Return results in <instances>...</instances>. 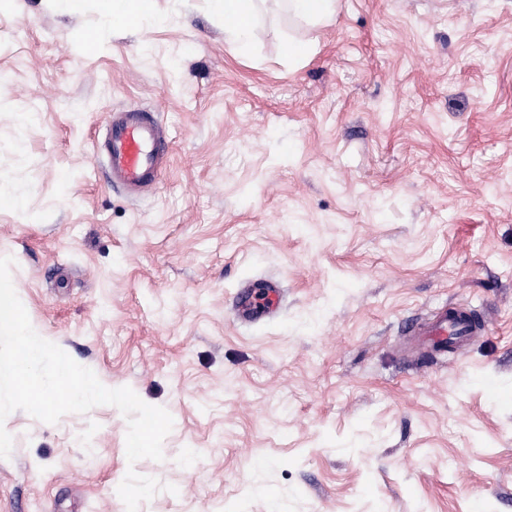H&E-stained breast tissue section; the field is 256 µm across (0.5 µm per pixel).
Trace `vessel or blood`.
<instances>
[{"label": "vessel or blood", "instance_id": "vessel-or-blood-1", "mask_svg": "<svg viewBox=\"0 0 512 512\" xmlns=\"http://www.w3.org/2000/svg\"><path fill=\"white\" fill-rule=\"evenodd\" d=\"M170 137L154 113L129 110L112 113L101 142L97 147L106 158L107 172L112 184L138 195L156 190L170 158ZM279 293L268 287L246 291L239 295L237 307L252 321H260L273 311ZM475 332L470 317L464 311L449 309L437 313L433 321L419 328L434 353L464 342Z\"/></svg>", "mask_w": 512, "mask_h": 512}]
</instances>
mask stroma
<instances>
[{
	"instance_id": "35a3bbf8",
	"label": "stroma",
	"mask_w": 512,
	"mask_h": 512,
	"mask_svg": "<svg viewBox=\"0 0 512 512\" xmlns=\"http://www.w3.org/2000/svg\"><path fill=\"white\" fill-rule=\"evenodd\" d=\"M153 10L0 0V256L39 336L173 418L132 464L114 406L10 413L0 512H126L131 468L139 512H512V0H263L244 50L214 0ZM132 108L172 139L142 196L93 145ZM453 306L482 336L424 353ZM101 11L113 27L144 28L155 24L151 0H100ZM288 14L296 21L311 25L330 22L336 15L338 0H285ZM279 302V293L276 289L268 287L262 291H244L238 296L237 307L253 322L263 320L273 311Z\"/></svg>"
}]
</instances>
